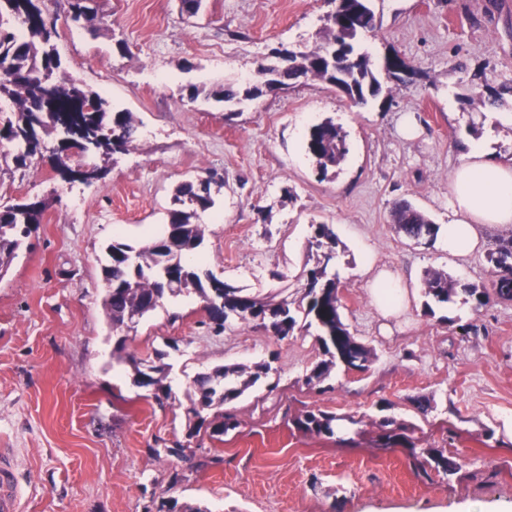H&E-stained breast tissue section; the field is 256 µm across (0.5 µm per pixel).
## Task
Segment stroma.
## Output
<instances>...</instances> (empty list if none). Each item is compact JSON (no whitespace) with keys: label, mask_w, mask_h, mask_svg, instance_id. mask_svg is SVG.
Wrapping results in <instances>:
<instances>
[{"label":"stroma","mask_w":512,"mask_h":512,"mask_svg":"<svg viewBox=\"0 0 512 512\" xmlns=\"http://www.w3.org/2000/svg\"><path fill=\"white\" fill-rule=\"evenodd\" d=\"M93 7L107 23L95 35L72 22L69 0H42L65 75L133 113L136 140L90 184L64 181L49 156L29 169L0 160V203L49 201L0 278V448L16 451L26 512H149L161 498L203 512H512V301L476 311L458 299L429 313L423 286L429 269L490 284L487 255L505 230L487 227L457 258L405 238L391 218L405 200L448 223L468 143L512 157V124L482 120L486 86L512 81V0H373L380 26L361 44L377 64L400 54L404 81L383 79L356 106L309 78L232 111L212 90L248 86L273 47H319L331 0H204L194 17L178 0ZM327 119L349 152L322 177L306 136ZM207 177L221 187L199 217L203 268L247 293L299 303L311 227L331 225L341 318L373 349L367 370L340 364L325 392L310 389L317 327L281 340L233 320L217 335L192 294L128 332L126 353H163L167 396L134 384L103 310L105 248L148 241L176 186ZM382 269L407 292L388 318L372 290ZM262 362L267 379L224 407L238 427L188 437L193 377ZM310 408L335 414L343 432L298 431L292 416ZM385 419L455 456L458 471L428 477L408 449L376 447Z\"/></svg>","instance_id":"1"}]
</instances>
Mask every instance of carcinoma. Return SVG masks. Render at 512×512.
Listing matches in <instances>:
<instances>
[{
	"instance_id": "carcinoma-1",
	"label": "carcinoma",
	"mask_w": 512,
	"mask_h": 512,
	"mask_svg": "<svg viewBox=\"0 0 512 512\" xmlns=\"http://www.w3.org/2000/svg\"><path fill=\"white\" fill-rule=\"evenodd\" d=\"M88 0H72L71 19L78 23L94 15ZM373 0H338L334 10L324 17V43L316 50H297L288 62L276 70L277 82L290 87L302 78L312 77L339 87L356 106L365 105L378 95L382 84L370 56L356 42L358 35L376 29ZM56 24L47 18L39 0H0V96L16 105L13 118L0 126V141L14 145L12 161L17 168H26L36 157V147L44 137L57 131L56 124L67 116L78 124L86 138L104 141L105 148L97 151L103 160L124 152L134 140L137 126L130 112L114 111L100 93L76 85L60 76L61 59L54 44ZM263 81L241 89L226 83L212 96L227 107L253 100L263 93ZM512 98V83L504 82L489 89L483 103L493 107ZM307 151L316 163L318 174L324 176L340 165L348 152L346 133L333 121L311 126ZM56 169L63 173H78L87 167L79 155H63L55 149ZM212 181L201 178L180 184L167 210V223L162 231L140 248L114 240L106 247L102 277L106 294L104 308L112 328L134 325L149 312L161 306L165 299L185 292L198 294L205 303L208 326L214 333L224 332L230 319L255 323L284 339L298 326L299 315L314 322L320 330L319 343L324 359L316 363L306 377V385L316 386L328 376L331 368L342 361L358 370L368 367L371 350L359 342L344 324L340 314L339 277L330 276L336 262L338 240L328 224L312 225L310 248L315 250L314 263L303 272L306 304L296 309L283 300L273 302L244 292L211 273L201 276L200 267L187 261V256L199 250L204 242L205 227L195 222L198 212L214 204ZM46 210L42 200L25 198L12 204L0 205V278L9 270L17 251L32 231L41 223ZM392 220L398 231L409 240H432L437 225L406 201L392 209ZM495 268L491 285H462L448 273L429 270L425 273V295L431 304H448L462 295L464 302L478 311L495 296L512 299V233L497 240L489 254ZM224 290V306L208 305L213 289ZM145 360L133 361L135 383L156 391H168L163 379L165 367L150 365L151 374L144 375ZM270 365L259 363L251 368L221 366L192 381L194 398L187 413L201 418L205 411H214L211 433L221 435L237 426L232 416L220 412L224 405L241 396L244 388L266 378ZM336 417L320 410H309L294 420L296 427L309 434L331 436ZM380 448L402 447L416 455L417 443L403 425L394 421L380 424L376 435ZM431 469L444 476L455 474L456 461L440 448H423Z\"/></svg>"
}]
</instances>
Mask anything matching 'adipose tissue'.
Returning <instances> with one entry per match:
<instances>
[{
    "label": "adipose tissue",
    "instance_id": "obj_1",
    "mask_svg": "<svg viewBox=\"0 0 512 512\" xmlns=\"http://www.w3.org/2000/svg\"><path fill=\"white\" fill-rule=\"evenodd\" d=\"M453 218L442 245L464 257L481 241L484 226H512V160L491 157L472 144L451 176Z\"/></svg>",
    "mask_w": 512,
    "mask_h": 512
}]
</instances>
